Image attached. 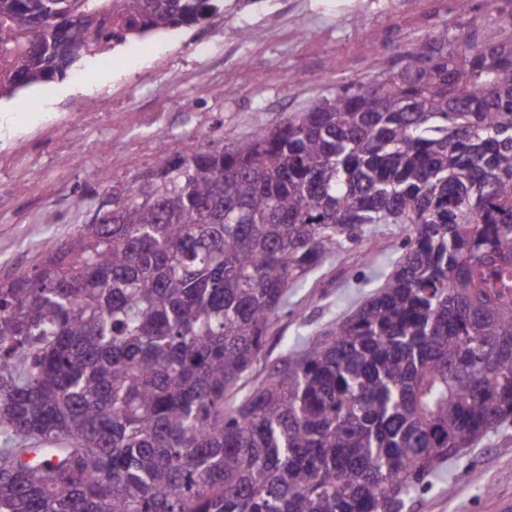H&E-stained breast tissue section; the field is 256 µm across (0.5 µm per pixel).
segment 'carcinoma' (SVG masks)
Returning a JSON list of instances; mask_svg holds the SVG:
<instances>
[{"instance_id": "carcinoma-1", "label": "carcinoma", "mask_w": 512, "mask_h": 512, "mask_svg": "<svg viewBox=\"0 0 512 512\" xmlns=\"http://www.w3.org/2000/svg\"><path fill=\"white\" fill-rule=\"evenodd\" d=\"M230 147L114 182L0 281V512H406L512 419V0ZM224 0H0V97ZM396 268L237 398L290 288Z\"/></svg>"}]
</instances>
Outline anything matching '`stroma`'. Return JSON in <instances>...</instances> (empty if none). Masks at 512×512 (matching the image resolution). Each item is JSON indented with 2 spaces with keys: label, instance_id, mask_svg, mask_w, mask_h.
Here are the masks:
<instances>
[{
  "label": "stroma",
  "instance_id": "stroma-1",
  "mask_svg": "<svg viewBox=\"0 0 512 512\" xmlns=\"http://www.w3.org/2000/svg\"><path fill=\"white\" fill-rule=\"evenodd\" d=\"M483 0H224L203 24L128 38L108 64L86 55L53 97L39 86L0 100V279L36 264L48 242L88 223L115 181L156 161L234 142L302 112L336 87L397 68L415 44L453 26H487ZM207 44L199 53L198 44ZM35 102L37 112L22 111ZM402 226L372 234L307 277L275 320L246 380L253 387L287 346L327 330L384 282L401 256ZM408 512H512V421L445 463Z\"/></svg>",
  "mask_w": 512,
  "mask_h": 512
}]
</instances>
